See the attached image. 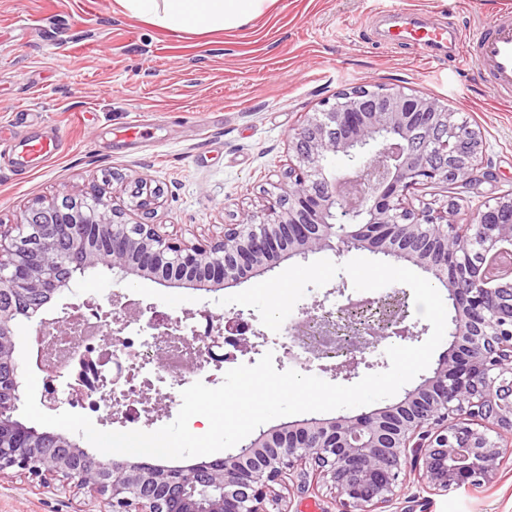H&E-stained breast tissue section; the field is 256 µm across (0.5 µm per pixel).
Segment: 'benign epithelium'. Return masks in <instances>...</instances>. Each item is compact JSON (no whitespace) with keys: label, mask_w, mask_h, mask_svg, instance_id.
Returning a JSON list of instances; mask_svg holds the SVG:
<instances>
[{"label":"benign epithelium","mask_w":512,"mask_h":512,"mask_svg":"<svg viewBox=\"0 0 512 512\" xmlns=\"http://www.w3.org/2000/svg\"><path fill=\"white\" fill-rule=\"evenodd\" d=\"M339 98L344 109L319 112L289 136L296 163L283 194L224 225L218 238L180 242L155 224H128L121 213L105 211L96 189L36 200L16 224L17 234L0 229V475L17 468L43 485L58 479L104 500L108 512H271L281 501L275 486L307 464L332 482L342 512H379L396 496L409 462L431 492L496 478L502 441L512 438V289L496 284L485 260L512 250V194L464 224L454 203L446 211L410 207L407 197L421 185L471 188L493 177L480 133L459 127L436 102L402 90L357 86ZM336 156L349 168L339 179L327 169ZM33 224L46 234L62 230L63 247L29 257L21 241ZM362 248L432 274L448 286L455 310L433 375L396 403L262 431L235 455L186 467L90 454L63 435L13 418L23 385L15 347L19 310L37 312L72 291L78 273L102 265L122 279L235 283L294 256ZM408 299L402 289L367 298L343 324L316 301L288 335L318 337L310 349L316 360L332 345L345 352L344 361L323 370L349 380L360 365L371 366L366 353L382 341L417 338L407 324ZM374 303L385 307L384 319L358 317ZM199 315L206 321L198 332L205 348L195 352L219 364L224 355L214 348L244 325L242 313ZM48 330L69 332L68 319L40 320L36 332Z\"/></svg>","instance_id":"7a95c632"}]
</instances>
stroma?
I'll list each match as a JSON object with an SVG mask.
<instances>
[{
    "label": "stroma",
    "mask_w": 512,
    "mask_h": 512,
    "mask_svg": "<svg viewBox=\"0 0 512 512\" xmlns=\"http://www.w3.org/2000/svg\"><path fill=\"white\" fill-rule=\"evenodd\" d=\"M390 0H274L237 28L173 33L130 17L119 0H0V121L25 116L19 134L59 132L49 162L0 156V224L19 222L38 199L100 190L129 224H157L188 242L222 235L241 212L258 211L288 181V136L329 109L342 89L403 90L454 110L480 131L494 176L476 189L428 185L415 208L458 203L468 215L512 192V101L490 94L465 54L426 61L416 47L384 44L379 15ZM408 11L462 34L494 21L512 0H401ZM27 15L21 23L19 15ZM147 178L154 195L138 207L131 190ZM255 272L217 290L147 276L117 279L104 267L76 275L72 291L28 320L64 317L94 291L176 313H224L221 300L273 277ZM386 512H512V443L496 479L428 493L417 471ZM283 512H338L336 492L306 467L280 488ZM104 504L17 471L0 478V512H102Z\"/></svg>",
    "instance_id": "1"
}]
</instances>
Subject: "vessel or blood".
Wrapping results in <instances>:
<instances>
[{
    "label": "vessel or blood",
    "mask_w": 512,
    "mask_h": 512,
    "mask_svg": "<svg viewBox=\"0 0 512 512\" xmlns=\"http://www.w3.org/2000/svg\"><path fill=\"white\" fill-rule=\"evenodd\" d=\"M393 42H409L416 45L427 58H434L442 50L456 51L461 47L456 30L435 28L425 24L411 29L394 31ZM478 75L485 88L494 96L512 93V14L503 13L492 23L474 35L468 45ZM58 148L55 139L31 140L17 144L0 135V155L23 151L27 155L43 159L54 155Z\"/></svg>",
    "instance_id": "vessel-or-blood-1"
}]
</instances>
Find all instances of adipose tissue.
<instances>
[{
    "instance_id": "ef3b65f1",
    "label": "adipose tissue",
    "mask_w": 512,
    "mask_h": 512,
    "mask_svg": "<svg viewBox=\"0 0 512 512\" xmlns=\"http://www.w3.org/2000/svg\"><path fill=\"white\" fill-rule=\"evenodd\" d=\"M131 17L172 32L207 33L239 27L262 12L265 0H120Z\"/></svg>"
}]
</instances>
